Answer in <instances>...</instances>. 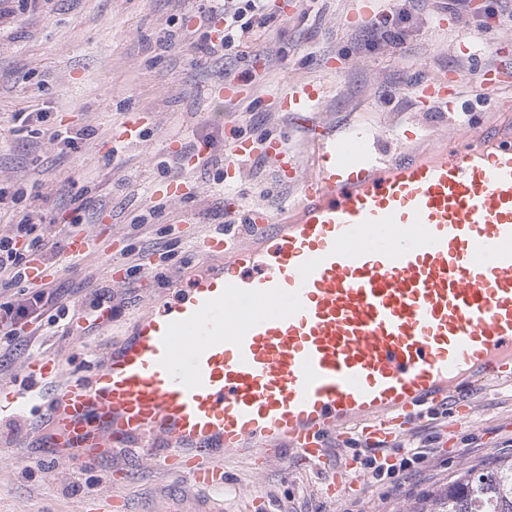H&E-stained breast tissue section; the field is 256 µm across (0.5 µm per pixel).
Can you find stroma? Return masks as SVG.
Returning a JSON list of instances; mask_svg holds the SVG:
<instances>
[{
    "instance_id": "35a3bbf8",
    "label": "stroma",
    "mask_w": 512,
    "mask_h": 512,
    "mask_svg": "<svg viewBox=\"0 0 512 512\" xmlns=\"http://www.w3.org/2000/svg\"><path fill=\"white\" fill-rule=\"evenodd\" d=\"M203 2L40 0L33 10L0 16V184L23 186L22 206L38 210L57 239L69 236L79 206L87 227L100 233L97 253L49 268L53 287L62 288L65 304L82 310V319L44 325L29 349L0 356V385L25 388V362L46 351L62 355L69 371L84 373L88 351L105 350L136 312L186 287L187 272L200 270L196 236L226 227L225 195H236L245 209L288 205L290 190L262 156L243 161L234 181L223 175L234 135H282L290 149L302 150L300 127L276 109L291 80L323 81L320 118L397 150L404 129L438 140L460 132L486 105L465 87L456 111L424 112L415 103V83L441 69L469 79L475 66L497 63L487 49L491 42L512 54V0H470L447 31L437 27L439 0H376V13L388 17L381 30L370 18L350 22L352 0H272L262 37L246 53L225 57L233 75L254 86L251 97L228 105L213 94L218 77L201 50L210 31L198 18ZM400 30L403 41H394ZM461 42L470 44V56L459 55ZM21 111L46 113L47 129L92 136L75 150L31 137L13 120ZM133 111L144 119L142 141H117L115 127ZM206 138L210 164L180 172L197 193L174 205L169 170L185 143ZM143 212L147 226L133 229ZM162 241L173 242L170 253L154 252ZM131 244L136 254H127ZM137 263L143 266L137 276L108 282L109 265ZM103 286L112 297V323L96 329L85 315L94 289ZM467 401L468 419L439 425L442 447L395 480L367 483L357 449H334V460L354 461L339 496L324 495L319 469L295 456L257 465L227 457L223 512H410L466 469L512 460V384H478ZM37 408L34 402L21 414L0 408V512H96L97 497L109 492L105 473L116 469L126 478L120 492L128 512H171L177 502L182 512H194L200 490L158 469L140 449L114 450L104 466L55 463L33 441L41 423Z\"/></svg>"
}]
</instances>
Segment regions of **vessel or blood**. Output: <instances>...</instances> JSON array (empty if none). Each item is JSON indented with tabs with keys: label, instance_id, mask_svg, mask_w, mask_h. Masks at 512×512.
<instances>
[{
	"label": "vessel or blood",
	"instance_id": "vessel-or-blood-1",
	"mask_svg": "<svg viewBox=\"0 0 512 512\" xmlns=\"http://www.w3.org/2000/svg\"><path fill=\"white\" fill-rule=\"evenodd\" d=\"M489 110L465 132L392 152L339 133L313 111L326 87L278 98L306 150L270 137L229 141L226 173L261 152L297 193L282 216L243 215L239 238L215 232L190 288L137 314L89 376L62 377L53 354L24 365L40 381L58 463H101L139 448L160 470L224 492V457L288 453L311 464L361 431L370 445L447 404L452 391L512 381V65L477 69ZM422 103L453 108L447 72L421 83ZM234 104L247 79L214 88ZM98 248L71 235L65 253Z\"/></svg>",
	"mask_w": 512,
	"mask_h": 512
}]
</instances>
